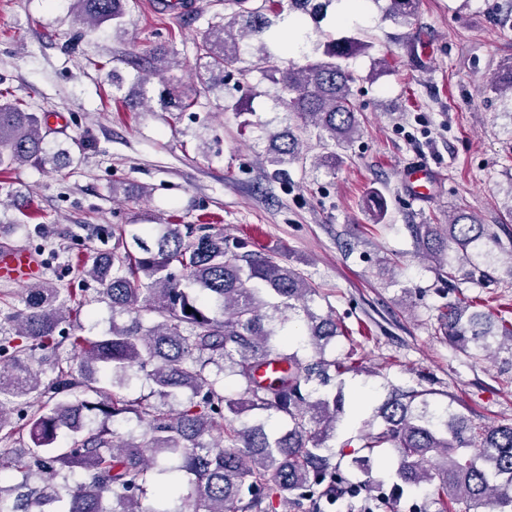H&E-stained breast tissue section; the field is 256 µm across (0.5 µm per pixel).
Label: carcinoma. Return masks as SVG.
I'll return each instance as SVG.
<instances>
[{
  "label": "carcinoma",
  "instance_id": "1",
  "mask_svg": "<svg viewBox=\"0 0 512 512\" xmlns=\"http://www.w3.org/2000/svg\"><path fill=\"white\" fill-rule=\"evenodd\" d=\"M332 2L224 0L227 22L207 24L196 42L213 85L224 84L226 67L251 57L241 76L260 72L275 104L333 146L316 159L330 169L339 161L334 147L361 131L350 99L358 76L345 61L375 48L341 36L324 43L323 58L309 59L303 16L320 22ZM126 4L71 0L70 8L82 23L119 27ZM418 8L419 0H388L389 15L404 22ZM285 11L296 13L302 65H283L264 39L269 14ZM173 54L152 48L140 58L139 81L169 68ZM197 99L193 87L181 86L159 102L186 112ZM268 142L274 173L304 160L292 128ZM63 155L47 142L39 113L0 100V173L43 169ZM411 229L423 258L448 269V281L492 282L493 252L504 247L476 216L459 210L446 224ZM82 274L98 284L96 295L42 278L0 310V512H268L275 499L301 512L308 502L332 507L338 490L363 493L379 509L383 499L348 481L342 463L370 462L385 448L396 453L395 485L434 488L439 512L461 503L465 512H512V422L477 425L420 391L394 388L376 411L381 425H363L356 449L330 445L343 408L339 377L356 366L326 356L342 331L332 315L312 310L316 289L282 258L255 253L209 224H155L145 234L129 224ZM99 300L112 309L109 331L84 336L80 317ZM300 314L306 358L289 350L287 325ZM64 323L74 334H63ZM442 325L448 343L469 358L506 353L512 366V320L462 296L446 306ZM335 379L337 390L328 389ZM139 381L151 383L160 401L129 397ZM252 411L278 414L288 426L250 425L242 417ZM132 417L143 428L139 443L114 429ZM16 474L22 481L9 484ZM149 486L154 495L145 501Z\"/></svg>",
  "mask_w": 512,
  "mask_h": 512
}]
</instances>
